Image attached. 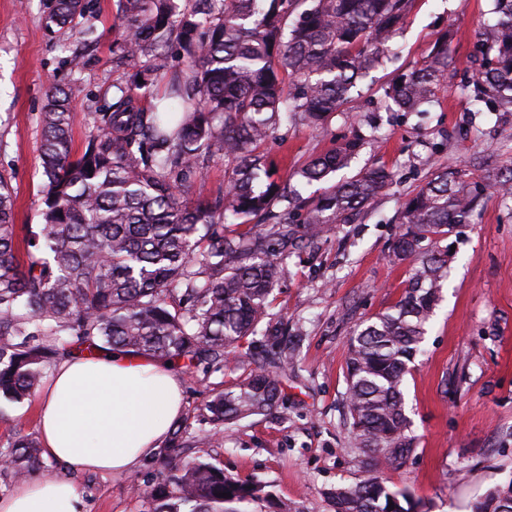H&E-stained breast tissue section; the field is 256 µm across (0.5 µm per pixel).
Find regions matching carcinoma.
<instances>
[{
    "label": "carcinoma",
    "mask_w": 512,
    "mask_h": 512,
    "mask_svg": "<svg viewBox=\"0 0 512 512\" xmlns=\"http://www.w3.org/2000/svg\"><path fill=\"white\" fill-rule=\"evenodd\" d=\"M492 19L475 30L474 85L462 87L480 111H512V0H492ZM414 0H118L116 63L129 68L112 102L93 114L84 150L72 153L70 89L53 87L41 114L44 177L39 222L18 238L11 173L0 171V400L21 403L45 375L84 344L177 364L194 374L246 357L250 370L197 407L200 432L176 421L146 461L153 482L140 491L146 512H259L273 497L224 475L210 448L242 421L266 416L295 365L301 337L269 313L288 274V251L312 245L335 224H353L393 182L375 164L338 182L361 136L296 170L304 197L274 179L264 152L299 120L322 126L361 93ZM85 0H52L46 28L97 40L78 22ZM447 31L422 61L385 88L390 108L418 112L452 71ZM168 94L149 106L168 54ZM224 162V195L183 198ZM448 166L404 203L392 247L413 263L394 309L354 332L346 361V416L362 479L328 495L336 512H415L385 470L415 451L403 383L422 352L448 280L450 251L438 244L476 223L478 182ZM487 187L512 201V168ZM42 448L18 430L0 448V473L22 479L43 468ZM231 497L226 498L224 494ZM471 512H512V479L489 489Z\"/></svg>",
    "instance_id": "carcinoma-1"
}]
</instances>
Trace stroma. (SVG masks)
Listing matches in <instances>:
<instances>
[{"label":"stroma","instance_id":"stroma-1","mask_svg":"<svg viewBox=\"0 0 512 512\" xmlns=\"http://www.w3.org/2000/svg\"><path fill=\"white\" fill-rule=\"evenodd\" d=\"M50 0H0V169L12 173L17 226L38 221L43 184L39 117L47 92L71 87L73 149L81 151L89 114L112 98L124 78L112 63L117 0H91L85 16L99 35L85 65L71 73L75 45L69 29L47 30ZM491 0H416L391 46V59L370 72L369 92L326 125L281 128L267 150L275 180L332 144L351 138L361 121L377 128L351 162H377L394 181L353 224H340L312 246L291 251L288 274L271 296L275 318L300 328L304 341L295 373L268 416L242 423L217 451L227 477L270 484L279 500L302 512H334L328 489L361 479L343 424L345 360L361 323L391 309L408 278L409 263L394 260L391 243L403 203L431 172L454 163L474 177L512 166V112H473L447 85L420 112L388 109L381 87L420 61L439 34L458 29L451 45L458 79L474 75L473 30L488 19ZM448 281L420 355L405 377L406 413L416 451L387 470L386 483L407 490L425 512H470L488 488L512 478V214L486 191L478 223L457 228ZM247 358L207 379L182 374L183 416L193 419L204 384L227 385L247 372ZM40 395L8 408L0 446L15 430L39 435ZM43 475L75 484L82 512H142L131 489L152 476L139 465L122 474L86 473L46 459Z\"/></svg>","mask_w":512,"mask_h":512}]
</instances>
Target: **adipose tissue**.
I'll use <instances>...</instances> for the list:
<instances>
[{
	"label": "adipose tissue",
	"instance_id": "1",
	"mask_svg": "<svg viewBox=\"0 0 512 512\" xmlns=\"http://www.w3.org/2000/svg\"><path fill=\"white\" fill-rule=\"evenodd\" d=\"M181 379L170 366L120 351L74 356L53 371L42 405L48 457L75 470L124 473L150 456L181 415ZM65 480L19 481L0 512H79Z\"/></svg>",
	"mask_w": 512,
	"mask_h": 512
}]
</instances>
